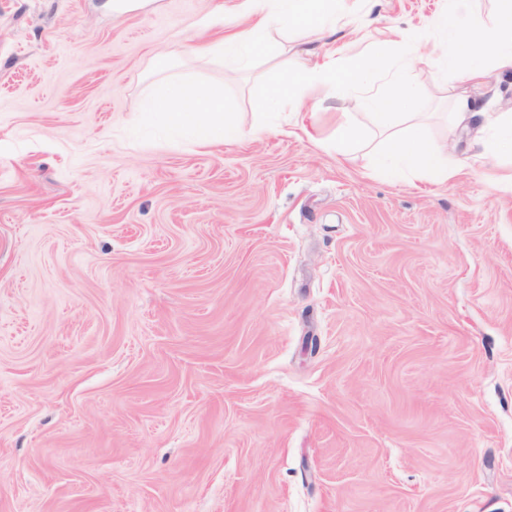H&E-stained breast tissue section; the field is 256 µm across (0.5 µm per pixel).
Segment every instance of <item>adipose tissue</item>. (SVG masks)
Instances as JSON below:
<instances>
[{
    "label": "adipose tissue",
    "mask_w": 512,
    "mask_h": 512,
    "mask_svg": "<svg viewBox=\"0 0 512 512\" xmlns=\"http://www.w3.org/2000/svg\"><path fill=\"white\" fill-rule=\"evenodd\" d=\"M336 0H239L237 21L224 37L201 40L189 47L197 57H219L246 71L253 64L265 37L272 32L287 35L289 29L302 27L323 33L332 24ZM451 106L455 117L481 123L478 139L484 153L512 157V113L487 115L465 96H454ZM143 125H164L207 146L218 140L239 137L241 130L233 113L224 107V94L188 81H159L139 107Z\"/></svg>",
    "instance_id": "adipose-tissue-1"
}]
</instances>
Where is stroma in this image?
Masks as SVG:
<instances>
[{"mask_svg": "<svg viewBox=\"0 0 512 512\" xmlns=\"http://www.w3.org/2000/svg\"><path fill=\"white\" fill-rule=\"evenodd\" d=\"M215 2L0 0V512H512V163L446 105L512 110V71L407 60L469 164L394 181L345 94L263 126L254 87L445 0H337L246 72L188 52ZM171 76L241 136L141 125Z\"/></svg>", "mask_w": 512, "mask_h": 512, "instance_id": "obj_1", "label": "stroma"}]
</instances>
